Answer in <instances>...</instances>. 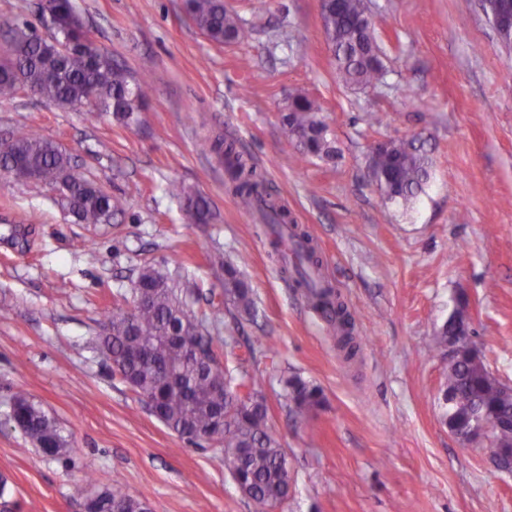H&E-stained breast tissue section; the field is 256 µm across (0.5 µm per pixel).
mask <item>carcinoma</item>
I'll return each mask as SVG.
<instances>
[{
	"instance_id": "obj_1",
	"label": "carcinoma",
	"mask_w": 512,
	"mask_h": 512,
	"mask_svg": "<svg viewBox=\"0 0 512 512\" xmlns=\"http://www.w3.org/2000/svg\"><path fill=\"white\" fill-rule=\"evenodd\" d=\"M27 0H16L20 23L9 30V43L0 54V98L12 99L25 86L39 100L68 110L93 95L98 111L118 124L138 122V114L152 88L136 84L130 71L85 39L83 23L72 0H57L58 40L76 44L71 57L60 55L55 45L38 38L36 25L26 18ZM184 8L193 25L217 44L243 42L250 30L230 12L224 0H185ZM368 0H341L339 11L324 18L327 43L332 48L336 79L346 86H376L386 71L373 34L363 28ZM321 107L305 95L288 99L281 116L290 135L299 139L300 156L327 155L330 147L325 126L317 118ZM202 148L214 154L227 169L231 191L247 211L259 209L265 224H291L288 210L267 190L264 176L221 139L206 141ZM14 163L34 170L36 183L54 187L71 168V155L58 144L30 127H21L0 139V163ZM372 182L388 200L409 201L429 178L422 147L413 140L390 139L371 154ZM170 195L184 201L187 220L207 224L213 217L208 198L191 193L176 182ZM80 224H110L122 211L118 197L104 192L92 181L73 186L65 196ZM304 251L308 268L321 265L316 249L305 233H294ZM210 262L224 269L223 300L241 315L253 311L249 285L220 253ZM137 280L148 285L132 310L121 307L108 315L104 326L111 333L101 337L102 353L118 375L144 403L156 405L157 419L180 438L198 443L208 436L224 448V466L254 501L260 512H273L290 492L288 460L284 448L269 424L268 406L256 380H241L239 392L226 390L232 384L221 362L219 331L223 324L221 305L198 313L188 302L191 291L172 280L161 269L143 266ZM297 287L304 289L313 308L336 319L343 333L341 342L353 347L349 329L354 315L334 289L314 280L306 271L297 272ZM291 413L300 423L308 421L325 400L320 388L294 376L286 380ZM445 393L448 397V427L467 428L474 422L472 412L491 416L512 412V392L501 388L485 366L461 354L448 362ZM21 429L30 442L42 449L47 445L61 453L66 440L59 427L28 397H15ZM108 512H150L148 504L118 486L102 489Z\"/></svg>"
}]
</instances>
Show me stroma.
I'll list each match as a JSON object with an SVG mask.
<instances>
[{
	"label": "stroma",
	"mask_w": 512,
	"mask_h": 512,
	"mask_svg": "<svg viewBox=\"0 0 512 512\" xmlns=\"http://www.w3.org/2000/svg\"><path fill=\"white\" fill-rule=\"evenodd\" d=\"M100 49L153 93L138 125L0 100V136L28 126L72 157L76 174L125 201L110 224H80L49 188L0 177V504L10 512H81L74 483L121 480L152 512H256L220 448L188 444L112 374L100 336L116 294L159 266L194 288L193 309L221 302L231 261L251 315L224 308L222 360L253 378L288 454L279 512H512V472L444 423L448 358L436 330L460 306L488 368L512 383V49L480 0H369L385 84H337L317 0L229 7L253 30L220 45L183 0H73ZM316 100L330 155L292 162L288 98ZM383 115L382 124L371 121ZM222 138L265 171L311 238L322 270L358 317L347 356L271 253L263 226L227 191L202 149ZM416 139L430 178L412 202L384 200L368 177L374 144ZM177 181L206 195L214 219L188 223ZM321 388L308 424L285 381ZM25 394L67 440L56 457L11 418Z\"/></svg>",
	"instance_id": "1"
}]
</instances>
